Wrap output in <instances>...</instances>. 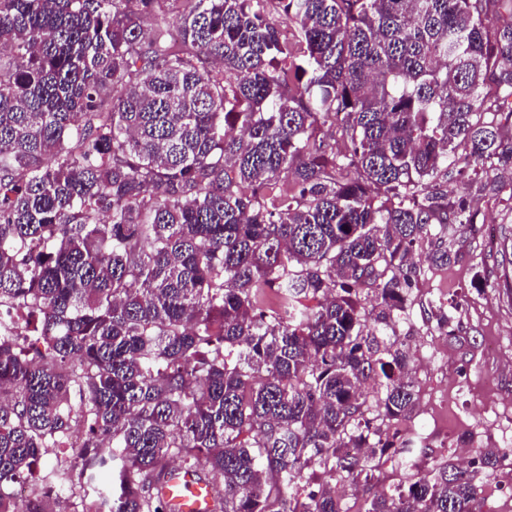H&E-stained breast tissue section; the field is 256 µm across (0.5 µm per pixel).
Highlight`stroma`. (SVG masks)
<instances>
[{
    "label": "stroma",
    "instance_id": "35a3bbf8",
    "mask_svg": "<svg viewBox=\"0 0 512 512\" xmlns=\"http://www.w3.org/2000/svg\"><path fill=\"white\" fill-rule=\"evenodd\" d=\"M473 229L455 235L456 260L436 268L426 248L414 254L417 277L400 333L422 351L414 379L419 402L405 421L420 476L460 446L503 450L497 474L478 473L484 512H512V297L503 276V245L512 244V179L491 176ZM448 313L439 331L433 313Z\"/></svg>",
    "mask_w": 512,
    "mask_h": 512
}]
</instances>
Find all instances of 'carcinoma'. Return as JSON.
Returning a JSON list of instances; mask_svg holds the SVG:
<instances>
[{
    "instance_id": "1",
    "label": "carcinoma",
    "mask_w": 512,
    "mask_h": 512,
    "mask_svg": "<svg viewBox=\"0 0 512 512\" xmlns=\"http://www.w3.org/2000/svg\"><path fill=\"white\" fill-rule=\"evenodd\" d=\"M171 2L0 0V512H168L173 459L214 512H483L495 448L335 483L416 468L408 262L512 174V0Z\"/></svg>"
}]
</instances>
